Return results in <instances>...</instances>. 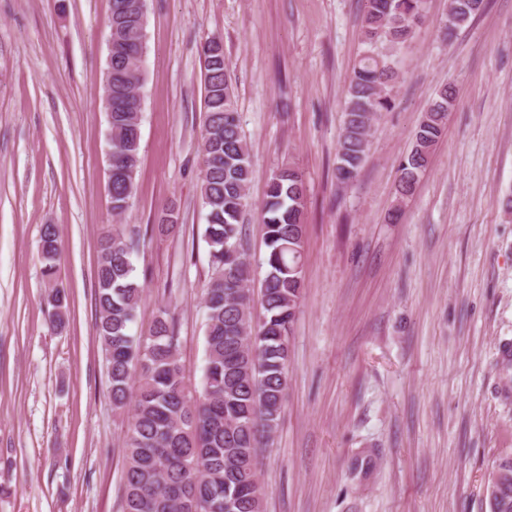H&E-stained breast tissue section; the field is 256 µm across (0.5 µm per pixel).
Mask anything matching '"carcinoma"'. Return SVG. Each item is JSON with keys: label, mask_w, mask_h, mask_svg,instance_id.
<instances>
[{"label": "carcinoma", "mask_w": 512, "mask_h": 512, "mask_svg": "<svg viewBox=\"0 0 512 512\" xmlns=\"http://www.w3.org/2000/svg\"><path fill=\"white\" fill-rule=\"evenodd\" d=\"M426 0H366L362 28L369 49L356 62L348 87L338 143L336 179L353 180L366 157L377 116L392 107L389 85L397 71L374 51L386 42L396 51L411 38ZM483 10V0H449L446 30L452 33ZM146 47L145 14L120 21ZM208 40L211 59L205 79L200 197L206 209L202 239L209 275L202 289L206 310L205 364L190 382L179 355V323L171 304L158 308L146 332H132L142 287L133 255L138 242L120 224L100 240L96 267V333L105 355L112 408L132 407L124 434L122 512H262L264 487L258 468L262 440L278 430L287 388L288 344L303 290V220L306 185L299 168L288 166L268 183L262 214L266 274L251 288L250 262L242 248V215L253 170L240 127L234 87L224 51ZM112 93L138 103L140 78L130 63L112 58ZM453 93L437 91L399 167L397 192L408 198L446 133ZM112 158L120 172L108 190L112 215L129 208L139 162L140 107L107 113ZM56 225L44 224L40 256L44 274L57 273ZM68 301L61 288L46 295L53 327L65 322ZM259 332L252 334L253 322ZM490 512H512V455L499 459Z\"/></svg>", "instance_id": "obj_1"}]
</instances>
